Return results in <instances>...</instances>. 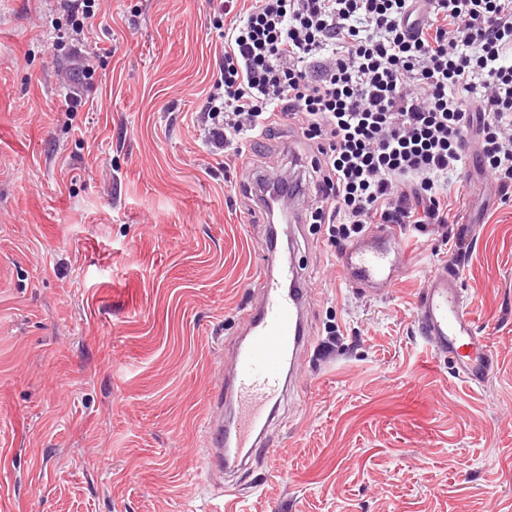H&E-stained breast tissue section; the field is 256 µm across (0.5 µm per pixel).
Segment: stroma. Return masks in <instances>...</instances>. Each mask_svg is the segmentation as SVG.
<instances>
[{
  "mask_svg": "<svg viewBox=\"0 0 512 512\" xmlns=\"http://www.w3.org/2000/svg\"><path fill=\"white\" fill-rule=\"evenodd\" d=\"M218 0H96L80 47L58 0H0V505L8 512H512V199L467 145L452 224L403 228L407 269L350 288L324 225L278 227L311 343L267 440L222 472L202 435L218 362L258 300L265 217L199 112L224 55ZM95 59L93 75L81 70ZM298 129L255 175L292 167ZM458 274L482 384L418 333L425 276Z\"/></svg>",
  "mask_w": 512,
  "mask_h": 512,
  "instance_id": "obj_1",
  "label": "stroma"
}]
</instances>
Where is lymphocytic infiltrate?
<instances>
[{"label":"lymphocytic infiltrate","mask_w":512,"mask_h":512,"mask_svg":"<svg viewBox=\"0 0 512 512\" xmlns=\"http://www.w3.org/2000/svg\"><path fill=\"white\" fill-rule=\"evenodd\" d=\"M227 16L202 108L214 150L241 157L294 126L318 157L310 217L349 242L371 224H444L469 133L512 192V0H255Z\"/></svg>","instance_id":"obj_1"}]
</instances>
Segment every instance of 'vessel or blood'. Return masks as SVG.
Returning <instances> with one entry per match:
<instances>
[{
  "instance_id": "b4317fda",
  "label": "vessel or blood",
  "mask_w": 512,
  "mask_h": 512,
  "mask_svg": "<svg viewBox=\"0 0 512 512\" xmlns=\"http://www.w3.org/2000/svg\"><path fill=\"white\" fill-rule=\"evenodd\" d=\"M261 249L266 262L255 277L263 302L251 313L247 332L233 348L217 389L229 416L211 419L203 432L209 461L221 469L256 457L259 434L268 425L267 410L286 384L294 382L295 359L304 342L303 291L291 287L294 272L280 262L275 246L267 241ZM404 252L398 228L374 226L339 254L338 265L346 281L375 297L403 272ZM418 302L422 312L417 329L432 353H456V373L465 382L483 378L489 368L488 345L462 306L454 272L445 267L430 272Z\"/></svg>"
}]
</instances>
